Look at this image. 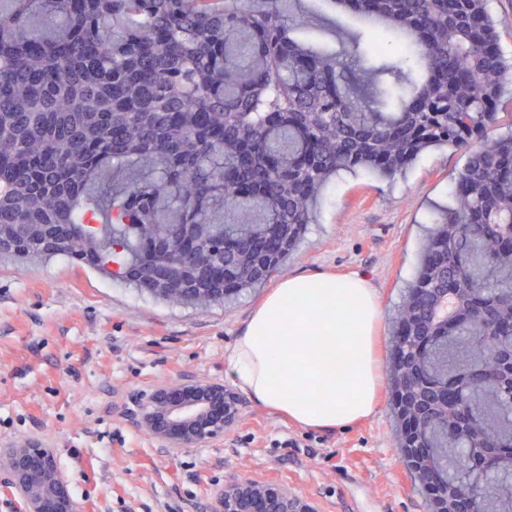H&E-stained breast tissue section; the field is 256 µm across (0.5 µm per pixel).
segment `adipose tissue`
Instances as JSON below:
<instances>
[{
    "mask_svg": "<svg viewBox=\"0 0 512 512\" xmlns=\"http://www.w3.org/2000/svg\"><path fill=\"white\" fill-rule=\"evenodd\" d=\"M379 308L366 277L282 279L254 309L226 362L258 405L319 429L374 414Z\"/></svg>",
    "mask_w": 512,
    "mask_h": 512,
    "instance_id": "1",
    "label": "adipose tissue"
}]
</instances>
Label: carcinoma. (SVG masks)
Returning <instances> with one entry per match:
<instances>
[{
	"instance_id": "obj_1",
	"label": "carcinoma",
	"mask_w": 512,
	"mask_h": 512,
	"mask_svg": "<svg viewBox=\"0 0 512 512\" xmlns=\"http://www.w3.org/2000/svg\"><path fill=\"white\" fill-rule=\"evenodd\" d=\"M341 2L361 51L288 36V0H0V256L222 304L285 264L338 171L464 150L396 313L391 415L429 512L446 482L512 512V136L469 150L498 120L499 31L486 0ZM390 33L424 81L379 56Z\"/></svg>"
}]
</instances>
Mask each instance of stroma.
Returning a JSON list of instances; mask_svg holds the SVG:
<instances>
[{"instance_id": "1", "label": "stroma", "mask_w": 512, "mask_h": 512, "mask_svg": "<svg viewBox=\"0 0 512 512\" xmlns=\"http://www.w3.org/2000/svg\"><path fill=\"white\" fill-rule=\"evenodd\" d=\"M302 36L339 48L366 27L335 0H299ZM463 152L426 151L386 177L343 170L323 189L298 249L260 288L207 308L167 303L61 260L0 258V512H29L9 488L14 449L49 452L79 512H210L238 479L275 483L315 512H427L402 463L389 393L333 431L241 395L223 433L185 448L123 415L128 398L192 383L237 387L224 363L256 305L292 274L366 276L380 307L379 356L437 214L452 206Z\"/></svg>"}]
</instances>
